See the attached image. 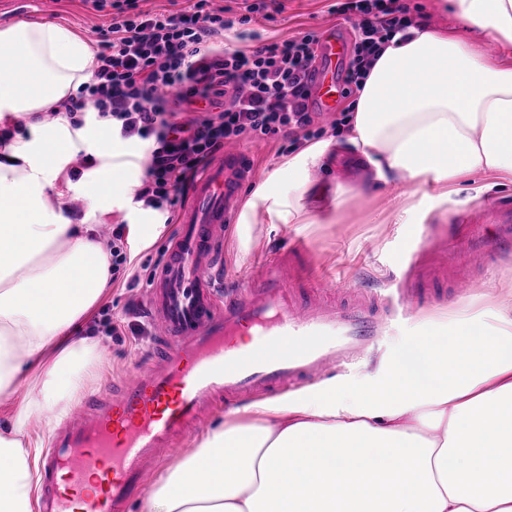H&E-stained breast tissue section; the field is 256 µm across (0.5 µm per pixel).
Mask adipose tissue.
Instances as JSON below:
<instances>
[{"mask_svg":"<svg viewBox=\"0 0 512 512\" xmlns=\"http://www.w3.org/2000/svg\"><path fill=\"white\" fill-rule=\"evenodd\" d=\"M455 18L512 51V0H450ZM0 119L33 115L90 81L96 48L63 23L0 27ZM0 144V512H32L45 429L65 420L97 368V337L81 318L105 293L111 255L90 218L116 176L103 166L72 223L58 179L64 162L110 150L106 130L66 118ZM349 143L377 181L446 188L479 173L512 184V62L479 42L426 25L391 34L372 63L351 119ZM318 141L272 180L288 193H259L241 224H306V173L327 157ZM493 331L448 327L432 313L378 379L329 385L293 399H256L213 427L168 468L142 512H512V290L493 299ZM30 392L16 400L17 390Z\"/></svg>","mask_w":512,"mask_h":512,"instance_id":"1","label":"adipose tissue"}]
</instances>
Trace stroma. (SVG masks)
Listing matches in <instances>:
<instances>
[{"label": "stroma", "instance_id": "obj_1", "mask_svg": "<svg viewBox=\"0 0 512 512\" xmlns=\"http://www.w3.org/2000/svg\"><path fill=\"white\" fill-rule=\"evenodd\" d=\"M332 3L333 0H268L266 9L252 14L250 27L271 40L312 31L319 33L330 26L344 27V19L330 11ZM87 12L84 0H0V25L19 20L59 21L95 41L99 38L98 31H91L84 23ZM354 101L351 95L340 98L334 116L318 120L323 129L322 139L332 141L333 147L325 165L309 172L311 182L327 188L323 197L305 201L314 217L313 223L272 224L261 212L256 223L244 227L235 223L225 225V277L244 278L258 258L303 244L309 253L301 262L308 267L311 278L335 274L336 286L330 294L336 302L352 298L362 278L370 282L371 295L383 299L390 294L386 281L403 276L404 254L421 244L428 247V260L435 264L436 270L419 280V288L445 297L444 313L477 316L484 330L493 329L495 322L486 316L485 310L491 296L497 295L499 287L512 277V259L468 268L472 285L460 288L454 272L443 266L439 249L440 242L451 231L453 217L468 210L463 193L481 188L482 178L462 182V194L438 203L420 192L407 199L393 194L388 185L372 183L361 157L346 143L345 120ZM338 184L349 190L341 203L334 192ZM409 204L414 207L415 223L396 221V214ZM165 219V214L141 208L134 203L132 195L120 189L113 190L105 209L96 214V224L105 228L127 222L160 224L164 230L157 236L130 240L139 282L132 284L126 277H119L85 319V331L99 339L97 355L103 365L90 384L89 395L111 396L120 380L144 363L151 353L155 338L150 323L146 316L130 314L128 306L143 304L155 265L178 230L177 225L166 224ZM418 329L412 314L395 315L363 357L341 369L328 366L319 378L303 384V391L333 382L352 384L368 380L394 358L400 346Z\"/></svg>", "mask_w": 512, "mask_h": 512}]
</instances>
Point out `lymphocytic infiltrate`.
<instances>
[{
    "label": "lymphocytic infiltrate",
    "instance_id": "obj_1",
    "mask_svg": "<svg viewBox=\"0 0 512 512\" xmlns=\"http://www.w3.org/2000/svg\"><path fill=\"white\" fill-rule=\"evenodd\" d=\"M97 12L113 10L112 26L97 44L96 67L83 94L52 109L73 128L87 110L112 122L118 139L145 149V171L134 200L175 219L189 182L230 141L282 137L296 150L312 137L308 70L317 33L260 40L248 50L225 48L222 37L264 10L251 0L233 18L211 0H188L176 12H144L136 0H87ZM333 13L360 17L344 82L358 83L365 60L387 32L410 25L406 0H337ZM181 87L175 102L157 98L162 87Z\"/></svg>",
    "mask_w": 512,
    "mask_h": 512
}]
</instances>
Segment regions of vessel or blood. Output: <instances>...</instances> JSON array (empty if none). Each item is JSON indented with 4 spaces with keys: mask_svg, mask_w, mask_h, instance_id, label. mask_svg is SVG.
<instances>
[{
    "mask_svg": "<svg viewBox=\"0 0 512 512\" xmlns=\"http://www.w3.org/2000/svg\"><path fill=\"white\" fill-rule=\"evenodd\" d=\"M349 52L346 31L321 33L310 69L321 115L336 110ZM249 155L243 146L221 150L195 180L146 301L158 348L112 397L75 407L53 435L39 512H128L148 484L150 462L201 427L217 405L311 380L380 336L388 307L304 301L303 280L285 253L259 260L247 279L219 283L224 227L243 187L260 178ZM442 249L473 259L511 254L512 203L458 221Z\"/></svg>",
    "mask_w": 512,
    "mask_h": 512,
    "instance_id": "obj_1",
    "label": "vessel or blood"
}]
</instances>
